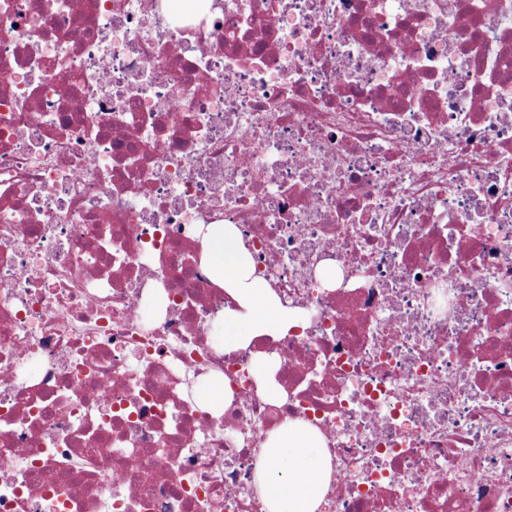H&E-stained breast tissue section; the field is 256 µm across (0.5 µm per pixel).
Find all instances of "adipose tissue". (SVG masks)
<instances>
[{"mask_svg":"<svg viewBox=\"0 0 512 512\" xmlns=\"http://www.w3.org/2000/svg\"><path fill=\"white\" fill-rule=\"evenodd\" d=\"M203 254L237 303L224 315L225 342L245 346L262 334H287L296 324V313L283 307L255 277L248 253L230 226H208ZM330 474V456L321 435L303 421L290 420L265 443L257 488L267 512H318Z\"/></svg>","mask_w":512,"mask_h":512,"instance_id":"1","label":"adipose tissue"}]
</instances>
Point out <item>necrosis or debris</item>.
Returning <instances> with one entry per match:
<instances>
[{
    "label": "necrosis or debris",
    "instance_id": "1",
    "mask_svg": "<svg viewBox=\"0 0 512 512\" xmlns=\"http://www.w3.org/2000/svg\"><path fill=\"white\" fill-rule=\"evenodd\" d=\"M198 2L0 0V512H265L289 419L319 512H512V0ZM205 261L224 281L238 308L224 313V344L247 346L262 334L285 335L297 322L267 286L254 276L247 250L229 225L211 224L204 236ZM264 446L257 488L267 512H317L331 474L321 435L303 421L288 420Z\"/></svg>",
    "mask_w": 512,
    "mask_h": 512
}]
</instances>
